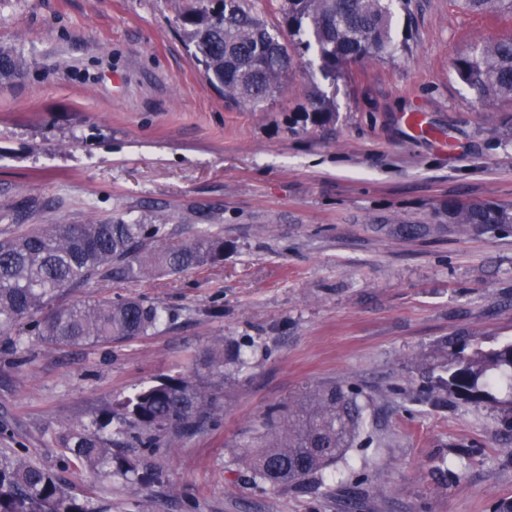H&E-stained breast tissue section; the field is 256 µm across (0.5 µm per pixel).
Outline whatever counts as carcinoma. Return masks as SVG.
Returning a JSON list of instances; mask_svg holds the SVG:
<instances>
[{"label":"carcinoma","mask_w":512,"mask_h":512,"mask_svg":"<svg viewBox=\"0 0 512 512\" xmlns=\"http://www.w3.org/2000/svg\"><path fill=\"white\" fill-rule=\"evenodd\" d=\"M477 13L512 17V0H462ZM392 0H281L282 24L269 26L249 0H206L182 16V31L208 83L224 100L259 107L288 77L292 56L315 51L322 78L332 84L357 61L393 49ZM456 78L481 101H512V36L481 41L453 62ZM335 116L329 97L319 98L304 121L323 126ZM440 224H382L404 239L436 238L445 227L460 235L485 229H512V206L450 198ZM162 224H34L0 237V331L24 326L27 336L55 346L128 341L145 336L162 319L160 306L144 299L81 301L56 305L60 294L93 279L140 281L153 273H178L212 263L224 255V238L202 233L163 247ZM207 384L196 377H160L124 396L96 418L62 438L63 464L47 469L22 452L0 449V512H104L74 493L68 470L88 469L119 476L140 489L156 480L123 448L150 452L172 447L178 437L211 423L224 389V344L206 351ZM512 390V340L486 348L473 339L471 351H458L441 366L435 387L460 399L505 405L512 398L493 393L502 381ZM362 391L336 383L307 391L284 409L267 413L259 428L238 444L255 482L274 490L326 485L327 470L354 446L366 422Z\"/></svg>","instance_id":"carcinoma-1"}]
</instances>
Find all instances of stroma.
I'll return each instance as SVG.
<instances>
[{"mask_svg": "<svg viewBox=\"0 0 512 512\" xmlns=\"http://www.w3.org/2000/svg\"><path fill=\"white\" fill-rule=\"evenodd\" d=\"M200 0H0V234L18 224L165 222L170 243L204 232L223 260L179 274L98 280L61 304L136 295L158 329L125 342L48 347L0 334V448L51 467L59 436L161 376L227 364L215 421L146 455L142 492L87 470L72 485L109 512H493L512 497V429L498 403L435 391L437 364L480 334L512 340V231L405 240L382 224H434L451 198L512 204V102H481L453 71L512 18L458 0L396 12L391 54L330 84L294 57L286 88L254 108L225 102L187 48ZM336 118L300 122L318 94ZM420 112L447 147L413 135ZM362 390L367 429L332 490L253 484L236 444L310 388ZM453 472L437 471L441 460Z\"/></svg>", "mask_w": 512, "mask_h": 512, "instance_id": "stroma-1", "label": "stroma"}]
</instances>
